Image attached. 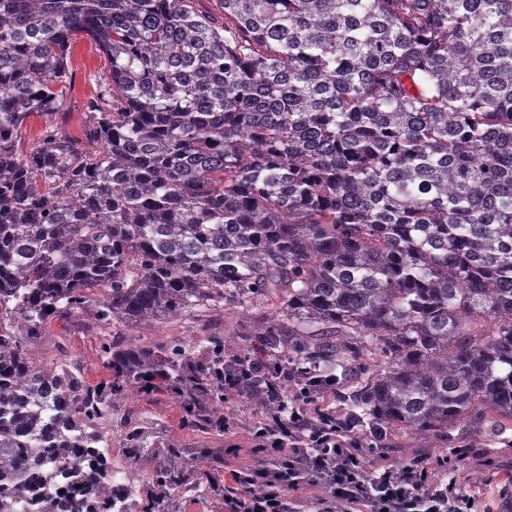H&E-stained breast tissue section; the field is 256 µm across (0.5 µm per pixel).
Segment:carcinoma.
Wrapping results in <instances>:
<instances>
[{
    "instance_id": "carcinoma-1",
    "label": "carcinoma",
    "mask_w": 512,
    "mask_h": 512,
    "mask_svg": "<svg viewBox=\"0 0 512 512\" xmlns=\"http://www.w3.org/2000/svg\"><path fill=\"white\" fill-rule=\"evenodd\" d=\"M0 0V512L102 504L109 408L151 371L224 402L215 359L103 350L98 385L36 363L47 319L130 332L257 297L298 336L381 363L354 399L427 434L512 421V0ZM107 61L84 155L48 124L76 35ZM69 448L88 463L70 469ZM157 475L164 501L189 484ZM47 122V117L40 114H33L26 120L22 129V139L20 142L21 151L30 149L32 144H35L40 140Z\"/></svg>"
}]
</instances>
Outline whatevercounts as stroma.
<instances>
[{
  "label": "stroma",
  "mask_w": 512,
  "mask_h": 512,
  "mask_svg": "<svg viewBox=\"0 0 512 512\" xmlns=\"http://www.w3.org/2000/svg\"><path fill=\"white\" fill-rule=\"evenodd\" d=\"M104 57L95 43L76 36L70 54L72 81L64 98L66 135L80 151L93 154L99 143L85 134V105L96 95L103 78ZM95 305L72 316L52 317L45 334L33 353L41 362H64L79 365L85 380L97 384L108 378L102 366L106 345L124 349L129 345L123 325H100L95 319ZM278 309L269 302L255 299L240 304H225L217 309L191 310L178 316L142 327L140 344L153 348L164 357L173 339H181L195 361L211 357V337L221 336L234 346L235 353L262 357L267 353L264 337L258 336L259 325L281 321ZM323 375L336 380V392L329 401L330 410L339 416L353 414V394L365 383L360 363L350 370L337 367L335 361H320ZM185 397L171 391L151 392L136 387L133 398L116 401L112 409V463L116 472L136 476L139 492L132 502L134 512H141L147 502L145 492L153 477L167 469L172 449H179L200 485L196 492L179 491L164 504L166 512H225L221 495L213 492L212 482L223 481L226 469L246 465V458H228L227 445H252L254 427L266 412L265 406L249 399L227 410L229 429H221L205 420L188 423L183 410ZM133 422L140 439L131 442L124 425ZM389 461L400 467L414 459L432 462L452 455L453 475L458 493L474 497L476 512L491 504L493 512H512V421L497 419L488 409L476 407L464 420L425 435L387 430L381 441ZM147 455H139V448ZM288 512H375L370 503L349 504L329 496L322 481L302 480L299 490L286 496Z\"/></svg>",
  "instance_id": "35a3bbf8"
}]
</instances>
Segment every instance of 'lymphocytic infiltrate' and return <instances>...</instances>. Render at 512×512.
Returning a JSON list of instances; mask_svg holds the SVG:
<instances>
[{"label": "lymphocytic infiltrate", "mask_w": 512, "mask_h": 512, "mask_svg": "<svg viewBox=\"0 0 512 512\" xmlns=\"http://www.w3.org/2000/svg\"><path fill=\"white\" fill-rule=\"evenodd\" d=\"M291 382L300 385L293 398L285 393ZM332 384L316 366L300 365L279 351L264 360L225 358L217 380L225 404L258 398L272 406L248 451L254 467L230 473L235 485L259 482L265 488L248 499L243 512H288L283 492L302 472L326 478L337 498L352 503L372 497L384 512H442L454 483H430L428 469L417 460L401 467L386 464L384 453L356 433L354 419L323 408Z\"/></svg>", "instance_id": "1"}]
</instances>
